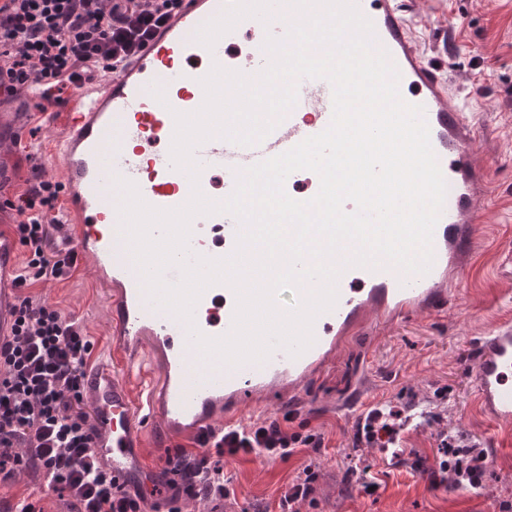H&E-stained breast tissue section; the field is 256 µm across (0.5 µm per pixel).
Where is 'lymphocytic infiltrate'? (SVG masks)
<instances>
[{
    "instance_id": "obj_1",
    "label": "lymphocytic infiltrate",
    "mask_w": 512,
    "mask_h": 512,
    "mask_svg": "<svg viewBox=\"0 0 512 512\" xmlns=\"http://www.w3.org/2000/svg\"><path fill=\"white\" fill-rule=\"evenodd\" d=\"M179 0H0V78L10 96L22 93L31 76L64 91L84 75L132 55L161 26ZM27 214L15 226L26 249L18 279L22 286L48 283L68 273L71 256L50 247L53 227L45 214L57 192L42 180L22 194ZM93 343L73 318L32 296L23 297L10 339L0 344V482L23 469L68 497L71 512H143L144 497L113 482L92 448L90 415L81 377ZM273 422L241 432L207 431L198 452L175 448L165 463L181 477L189 496L224 499V473L212 454L290 458L315 444ZM442 482L479 490L486 467L483 451L441 436Z\"/></svg>"
}]
</instances>
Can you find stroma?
<instances>
[{"label": "stroma", "mask_w": 512, "mask_h": 512, "mask_svg": "<svg viewBox=\"0 0 512 512\" xmlns=\"http://www.w3.org/2000/svg\"><path fill=\"white\" fill-rule=\"evenodd\" d=\"M445 9V19L426 14L420 27L429 55L440 58L468 95L477 125L473 147L489 172L492 196L485 221L474 229V253L460 268L445 307L392 323L370 316L346 334L334 357L305 382L298 407L246 408V424L277 421L316 435L321 445L301 448L286 460L244 454L232 459L224 466L230 490L224 512H279L281 492L307 466L315 475L313 493L299 502V512H499L512 504V443L480 412L471 389L479 336L512 319V0H445ZM445 20L459 32L449 55L438 47ZM11 106L23 112L33 148L14 171L13 192H22L37 173L58 180L61 172L51 155L54 132L34 119V104L17 98ZM27 293L79 322L94 343L93 361L107 357L106 298L94 281L72 271ZM366 401L396 409L421 404L429 419L418 430H400L389 447L359 444L352 416ZM443 432L484 450L480 492L432 482L429 469ZM361 470L375 477L374 493L364 491ZM29 495L43 512H69L67 500L32 471L0 485V498Z\"/></svg>", "instance_id": "1"}]
</instances>
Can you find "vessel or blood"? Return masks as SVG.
<instances>
[{
	"instance_id": "obj_1",
	"label": "vessel or blood",
	"mask_w": 512,
	"mask_h": 512,
	"mask_svg": "<svg viewBox=\"0 0 512 512\" xmlns=\"http://www.w3.org/2000/svg\"><path fill=\"white\" fill-rule=\"evenodd\" d=\"M227 4L181 0L136 54L116 67L95 69L92 81L56 96L34 76L25 89L27 100L42 105L44 126L57 133L53 153L62 173L60 205L50 218L61 224L75 267L90 272L105 289L112 352L126 366L121 377L104 361L85 370V392L93 403V449L114 482L151 498L180 477L144 468L143 422H158L167 437L196 435L220 425L238 429L246 406L264 405L270 391L300 388L334 354L339 335L362 325L367 315L389 322L446 305L453 272L468 257L474 226L482 221L478 203L489 184L488 171L473 151L475 130L465 98L418 38L419 0H356L373 25L375 46L385 49L400 71L402 98L424 108L430 143L447 183L433 233L432 267L422 276L391 268L345 270L337 281L334 308L315 319L314 341L299 356L279 347L264 362L229 369L203 358L185 323L147 296L139 270L131 266L132 254L119 230L121 194L115 180L136 184L144 201L156 208H176L188 201L192 185L187 174L172 167L169 151L157 150V141L172 140L175 113L202 106L201 80L213 64L223 63L225 43L255 29H269L277 38L287 33L283 8L276 4L270 25L243 19L214 48H206L197 40L198 30L219 17ZM157 85L164 89L165 102L152 94ZM332 115L331 84L300 80L296 105L260 144L241 146L215 137L195 148L201 191L209 192L220 173L225 193H232L237 170L323 132ZM239 229L238 221L225 213L197 216L189 247L209 258L228 256ZM16 254L14 236L0 233V341L10 336L19 304ZM235 310L233 289L215 284L197 302L194 323L203 335L220 337L230 331ZM473 376L479 410L512 429L511 321L480 338ZM141 382L147 395L139 402L132 389Z\"/></svg>"
}]
</instances>
